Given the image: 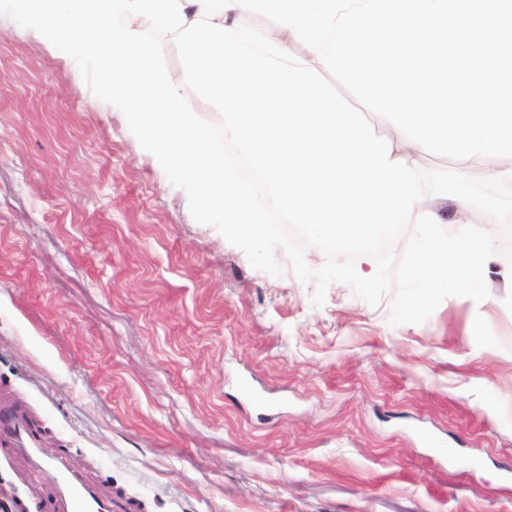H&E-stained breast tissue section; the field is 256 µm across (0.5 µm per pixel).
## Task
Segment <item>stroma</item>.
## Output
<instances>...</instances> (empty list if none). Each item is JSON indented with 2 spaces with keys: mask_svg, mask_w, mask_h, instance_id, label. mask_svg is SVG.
Returning a JSON list of instances; mask_svg holds the SVG:
<instances>
[{
  "mask_svg": "<svg viewBox=\"0 0 512 512\" xmlns=\"http://www.w3.org/2000/svg\"><path fill=\"white\" fill-rule=\"evenodd\" d=\"M510 268L422 324L341 283L314 306L192 218L71 57L0 33V397L112 512H512ZM19 468L0 512L53 492Z\"/></svg>",
  "mask_w": 512,
  "mask_h": 512,
  "instance_id": "stroma-1",
  "label": "stroma"
}]
</instances>
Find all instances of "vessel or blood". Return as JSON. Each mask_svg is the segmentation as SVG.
<instances>
[{
	"label": "vessel or blood",
	"instance_id": "1",
	"mask_svg": "<svg viewBox=\"0 0 512 512\" xmlns=\"http://www.w3.org/2000/svg\"><path fill=\"white\" fill-rule=\"evenodd\" d=\"M0 449L22 457L30 470L52 472L54 494L44 512H112L109 500L99 488L76 473L64 455L46 454L22 411L1 403Z\"/></svg>",
	"mask_w": 512,
	"mask_h": 512
}]
</instances>
